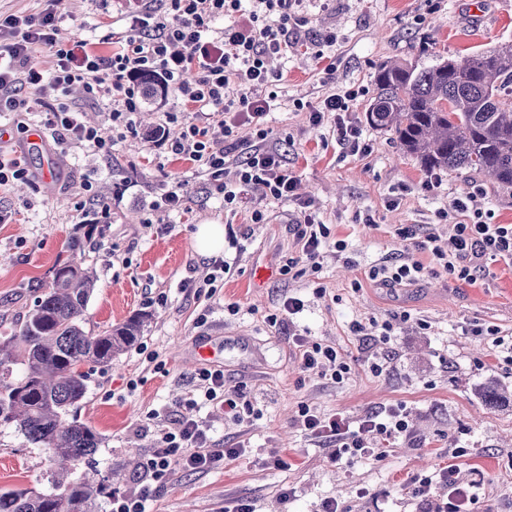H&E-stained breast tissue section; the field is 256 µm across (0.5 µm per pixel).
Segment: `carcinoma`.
Returning <instances> with one entry per match:
<instances>
[{
    "label": "carcinoma",
    "instance_id": "carcinoma-1",
    "mask_svg": "<svg viewBox=\"0 0 512 512\" xmlns=\"http://www.w3.org/2000/svg\"><path fill=\"white\" fill-rule=\"evenodd\" d=\"M374 83L366 120L394 134L404 153L429 171L479 170L512 187V42L419 70L382 64ZM92 239L89 232L72 240L74 256L54 266L22 331L0 340V424L47 449L56 473L51 493L0 488V512H96L112 485V471L93 466L102 436L77 419L87 392L82 366H111L139 339L143 318L96 335L84 330L96 288L85 253ZM482 399L506 405L512 393L489 384ZM81 461L88 471L75 477Z\"/></svg>",
    "mask_w": 512,
    "mask_h": 512
}]
</instances>
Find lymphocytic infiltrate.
Masks as SVG:
<instances>
[{
	"mask_svg": "<svg viewBox=\"0 0 512 512\" xmlns=\"http://www.w3.org/2000/svg\"><path fill=\"white\" fill-rule=\"evenodd\" d=\"M298 0H139L137 10L119 50L103 55L90 48L88 41L60 44L56 38L59 0H47L41 12L30 15L10 14L0 17V112H20L28 107V94L56 99L45 118L61 144L88 147L104 155L112 151V139L88 122L79 109L64 103L74 87L94 99L110 104L113 130L129 124L131 113L146 102L138 79L149 74L163 85L176 86L182 100L190 107L194 119L167 150L197 164L225 205L235 204L240 186L262 187L266 198L285 204L296 201V180L283 165L279 149L266 143L265 119L277 99L281 78L278 64L293 40L301 20L294 7ZM225 18L227 26L213 31L212 23ZM44 49L55 58L52 74H44L35 60L37 50ZM239 88L236 97L224 95L228 83ZM359 96L349 89L326 97L311 108L309 122L320 126L326 114L336 115L338 141L355 153H368L360 128L347 114ZM224 132L220 141L208 136L211 124ZM250 125L254 136L245 158L235 157L240 143V126ZM469 215L466 224L454 225L448 238L434 235L417 240L413 227L398 228L403 240H416L420 249L430 251L449 276L470 282L483 270L481 261L493 256L512 260V224L490 223V214L479 204L476 195L454 197L448 210L439 211V219L449 213ZM299 246L288 257L283 273L304 274L318 269L321 250L330 235L327 225L316 221L312 212L294 224ZM302 372L321 379L342 381L348 372L338 362L334 346L307 342L294 337ZM199 394L180 406L173 429L161 431L154 443L140 477L141 489L134 495H114L112 512H146V504L156 483L162 482L174 468L209 469L225 459L244 456L241 448L215 447L210 429L199 414L202 406L222 408L236 421L254 412L245 394L224 391V368L211 365L196 371ZM300 423L309 435L333 441V460L343 456L375 457L384 455L385 447L398 435L406 433L408 423L402 410L365 416L351 423L346 415L321 416L302 408Z\"/></svg>",
	"mask_w": 512,
	"mask_h": 512,
	"instance_id": "1",
	"label": "lymphocytic infiltrate"
}]
</instances>
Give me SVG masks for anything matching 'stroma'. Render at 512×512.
I'll return each mask as SVG.
<instances>
[{"label":"stroma","mask_w":512,"mask_h":512,"mask_svg":"<svg viewBox=\"0 0 512 512\" xmlns=\"http://www.w3.org/2000/svg\"><path fill=\"white\" fill-rule=\"evenodd\" d=\"M136 7L137 0H62L57 38L109 49ZM297 12L305 24L279 65V98L267 118L266 143L280 149L301 199L330 229L319 269L297 277L281 272L295 247L290 226L300 216L298 205L262 199L248 187L236 206L225 207L192 161L154 149L164 111L192 118L173 88L133 114L108 156L44 134L32 145L30 132L42 129L49 110L48 102L33 100L29 111L0 115L7 133L0 154L20 159L30 173L28 182L0 186V208L11 214L0 223V337L21 330L55 264L70 258L69 242L94 223L97 246L88 260L98 282L85 331L96 334L134 316L145 320L139 345L111 367H89L88 391L77 410L103 438L97 468L112 473V490L100 496L99 512H112L113 494L137 490L140 465L167 427L168 411L194 388L195 348L205 340L213 342L224 367L226 390L244 392L254 413L241 423L209 408L201 414L216 447L243 445L247 453L207 471L174 470L154 494L150 512H224L240 500L254 512H321L331 498L350 512H427L446 501L445 488L433 480L442 467L474 485L476 512H512V405L491 408L480 397L491 380L512 389V364L498 361L479 334L494 326L512 340V262L484 258V272L470 283L442 270L406 288H387L369 277L371 267L386 260L433 267L430 252L401 241L395 230L411 225L422 238L447 236L454 225L470 221L465 214L438 219L455 196L479 191L493 223L512 224V188L458 169L440 171L439 187L425 192L421 185L430 171L403 153L391 133L366 121L379 65L421 69L512 40V0H302ZM329 33L335 42L326 41ZM330 65L331 75L325 72ZM353 87L365 91L351 104L370 146L365 155L338 143L333 115L319 127L309 123L310 107ZM88 182L97 201L88 198ZM174 186L184 197L182 208H155ZM257 209L264 214L259 224L252 221ZM366 214L372 223H363ZM202 224L223 225L222 257L230 271L215 293L198 296L185 281L209 271L210 258L194 247ZM261 268L272 274L259 286ZM288 294L303 300V311L286 328L269 327L267 315ZM232 304L237 314L229 313ZM401 313L406 319L391 341L376 342L382 322ZM357 322L364 336L354 335ZM295 334L335 346L349 367L344 379L305 376L294 356ZM143 345L157 353V362L140 353ZM373 362L382 365L381 374L370 372ZM303 406L355 421L399 406L410 431L384 458L335 463L325 443L299 426ZM275 456L286 467H275ZM424 477L433 480L425 502L412 493L413 481ZM0 488L53 489L48 451L4 425Z\"/></svg>","instance_id":"1"}]
</instances>
